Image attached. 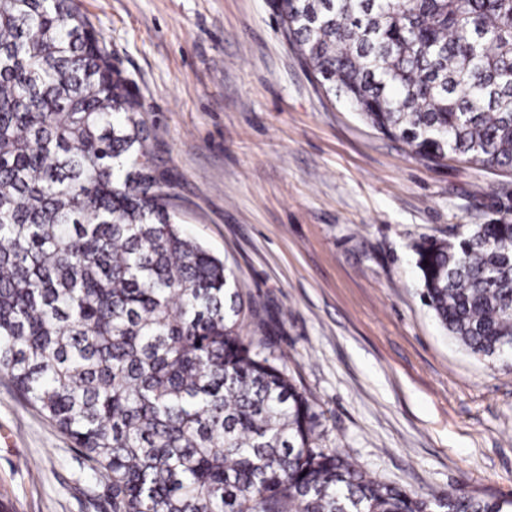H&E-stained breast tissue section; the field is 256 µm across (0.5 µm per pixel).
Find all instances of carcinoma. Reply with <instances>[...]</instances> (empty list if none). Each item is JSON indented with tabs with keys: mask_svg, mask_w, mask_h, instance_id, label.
Segmentation results:
<instances>
[{
	"mask_svg": "<svg viewBox=\"0 0 512 512\" xmlns=\"http://www.w3.org/2000/svg\"><path fill=\"white\" fill-rule=\"evenodd\" d=\"M326 92L432 160L512 170V0H279ZM143 105L78 0H0V372L112 512H512L321 446L261 307L174 222ZM467 353L512 355V222L411 246Z\"/></svg>",
	"mask_w": 512,
	"mask_h": 512,
	"instance_id": "carcinoma-1",
	"label": "carcinoma"
}]
</instances>
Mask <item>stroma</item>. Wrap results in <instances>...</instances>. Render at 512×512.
<instances>
[{
  "mask_svg": "<svg viewBox=\"0 0 512 512\" xmlns=\"http://www.w3.org/2000/svg\"><path fill=\"white\" fill-rule=\"evenodd\" d=\"M278 0H80L144 104L183 230L262 307L323 447L423 497H512V357L458 347L410 244L512 219V172L423 159L327 94ZM0 374V512H112Z\"/></svg>",
  "mask_w": 512,
  "mask_h": 512,
  "instance_id": "stroma-1",
  "label": "stroma"
}]
</instances>
